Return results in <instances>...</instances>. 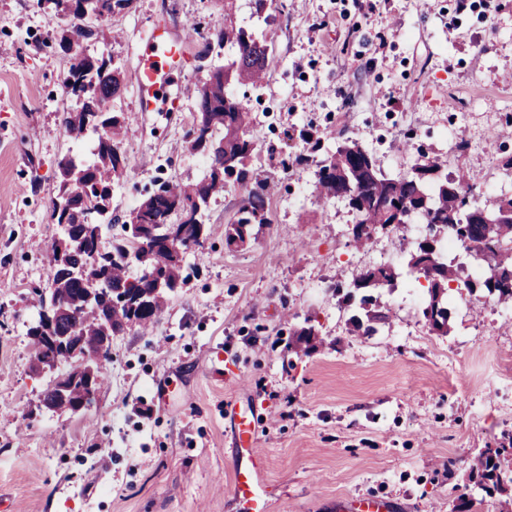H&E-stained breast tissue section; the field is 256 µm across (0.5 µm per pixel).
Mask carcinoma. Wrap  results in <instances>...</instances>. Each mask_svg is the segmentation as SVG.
I'll return each mask as SVG.
<instances>
[{
    "mask_svg": "<svg viewBox=\"0 0 512 512\" xmlns=\"http://www.w3.org/2000/svg\"><path fill=\"white\" fill-rule=\"evenodd\" d=\"M131 0H37L58 26V44L69 52L63 77L67 93L80 100V109L62 113L60 125L76 141L93 135L94 159L86 162L68 157L59 162L58 198L71 205L65 213L52 201L51 219L66 238L62 246L53 239L45 259L51 285L38 292L36 317L29 326L33 357L49 368L63 357L49 339L74 338L90 353H102V363L92 372L81 364L57 375L43 393V406L50 410L72 411L103 381L104 362L110 359L112 334L128 327L149 330L159 319L168 292L181 287L186 273L185 253L201 244L205 224L200 220L208 200L236 184L244 193L233 220L224 229L227 245L243 246L253 227L271 223L268 200L271 184L260 167L251 165L260 151L250 109L231 91L236 84L263 88L269 66L270 16L268 7L276 0H254L255 14L263 17L258 28L237 25L231 8H224V28L202 34L197 24L189 34L204 40L198 58L206 59L214 48L224 50V65L211 69L199 86L198 112L188 132V148L205 154L209 166L195 184L176 180H156L155 189L130 213L109 214L106 199L121 180L128 161L121 150L125 120L118 112L106 110V103L123 94L126 76L109 67L102 56L86 54L82 44L96 41L100 29L89 26L86 17L103 20L127 7ZM308 154L295 163L316 160L315 187L326 198L341 197L355 214L353 241L362 245L378 232L397 233L404 225L418 222L426 226L433 243L420 237L403 242L408 273L428 283V302L422 310L431 331H450L448 290H467L475 298L497 303L512 301V195L494 194L480 203L470 198L465 175L443 173L447 161L427 157L411 172L387 176L373 155L357 142L346 140L327 147L317 133L305 134ZM120 227L110 244L102 240V227ZM454 237L466 244L477 262L474 273L463 275L464 267L441 258L442 242ZM103 253L105 263H92ZM399 270L382 264L367 269L347 292L343 302L355 306L352 332L371 336L390 321L389 310L374 292L397 280ZM162 286H157V283ZM95 293V303L87 298ZM289 348L308 354L317 349L316 329L310 319L293 332ZM478 485L491 496L512 485V432L504 431L495 448L482 451L472 467Z\"/></svg>",
    "mask_w": 512,
    "mask_h": 512,
    "instance_id": "carcinoma-1",
    "label": "carcinoma"
}]
</instances>
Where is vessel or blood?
I'll return each mask as SVG.
<instances>
[{
    "mask_svg": "<svg viewBox=\"0 0 512 512\" xmlns=\"http://www.w3.org/2000/svg\"><path fill=\"white\" fill-rule=\"evenodd\" d=\"M184 61L182 43L172 40L165 26L155 24L141 47L134 70L140 111H182L181 96L166 93L165 86L174 72L182 70ZM235 428L241 443L248 446L249 451L247 464L240 466L234 474V495L250 503L253 512H267L264 487L256 466L260 454L251 446L254 427L247 411L237 413Z\"/></svg>",
    "mask_w": 512,
    "mask_h": 512,
    "instance_id": "obj_1",
    "label": "vessel or blood"
}]
</instances>
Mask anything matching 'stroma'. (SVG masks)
I'll list each match as a JSON object with an SVG mask.
<instances>
[{
    "label": "stroma",
    "instance_id": "35a3bbf8",
    "mask_svg": "<svg viewBox=\"0 0 512 512\" xmlns=\"http://www.w3.org/2000/svg\"><path fill=\"white\" fill-rule=\"evenodd\" d=\"M262 94H246L262 150L254 160L275 191L271 222L241 247L224 226L242 191L211 200L201 245L185 254L190 278L152 332L113 336L106 381L80 412H51L55 373L35 370L27 329L43 254L57 234L50 205L64 156L90 158L93 138L60 126L74 100L61 83L69 56L36 0H0V512H248L233 494L245 456L234 410L252 411L269 512H337L340 499L378 497L394 512H512V496L482 497L471 467L512 430V304L472 308L455 294L451 331L422 316L427 285L381 289L391 321L350 332L335 284L404 264L396 235L355 247L354 215L315 191V164L279 167L305 152L300 130L326 145L353 140L391 176L420 153L464 170L474 198L512 194V0H280ZM251 24L252 0H132L106 18L87 52L132 75L156 21L180 36L187 21L211 32L225 10ZM201 41H185L177 84L182 112H141L134 88L122 113L126 176L109 204L123 216L156 179L199 181L202 155L186 134L204 77ZM312 318L320 346L289 350Z\"/></svg>",
    "mask_w": 512,
    "mask_h": 512
}]
</instances>
